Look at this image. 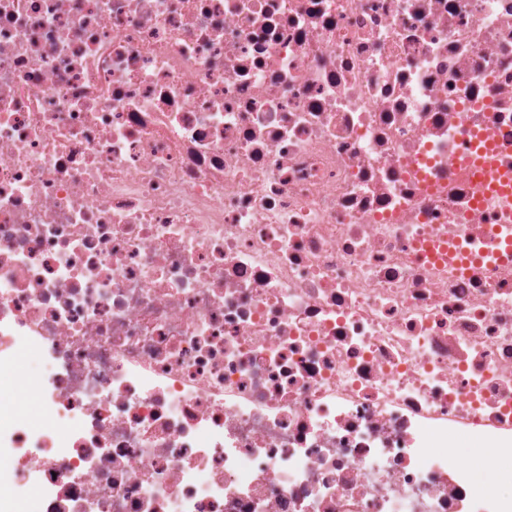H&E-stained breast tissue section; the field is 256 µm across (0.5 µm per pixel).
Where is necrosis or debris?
Listing matches in <instances>:
<instances>
[{
    "mask_svg": "<svg viewBox=\"0 0 512 512\" xmlns=\"http://www.w3.org/2000/svg\"><path fill=\"white\" fill-rule=\"evenodd\" d=\"M482 130L512 0H0V512H512ZM478 445L476 442L466 436L458 435L453 439V448L455 452L461 456L469 457L471 459L470 475L474 483H481L486 476V473L481 468L482 461L479 452L477 451Z\"/></svg>",
    "mask_w": 512,
    "mask_h": 512,
    "instance_id": "necrosis-or-debris-1",
    "label": "necrosis or debris"
}]
</instances>
